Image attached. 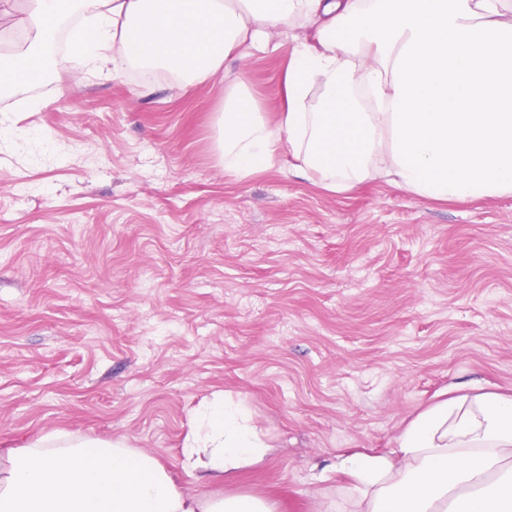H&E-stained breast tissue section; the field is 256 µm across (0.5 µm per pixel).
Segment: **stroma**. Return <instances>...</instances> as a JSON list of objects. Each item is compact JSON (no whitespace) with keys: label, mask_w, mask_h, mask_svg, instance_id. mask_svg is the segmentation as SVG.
Masks as SVG:
<instances>
[{"label":"stroma","mask_w":512,"mask_h":512,"mask_svg":"<svg viewBox=\"0 0 512 512\" xmlns=\"http://www.w3.org/2000/svg\"><path fill=\"white\" fill-rule=\"evenodd\" d=\"M277 42L192 86L75 63L0 97L1 442L119 441L188 488L221 392L273 449L224 491L343 512L337 455L386 452L444 389H512V196L333 194L287 153L225 172L224 86L277 122Z\"/></svg>","instance_id":"1"}]
</instances>
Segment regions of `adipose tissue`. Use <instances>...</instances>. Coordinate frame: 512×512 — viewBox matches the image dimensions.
<instances>
[{"label":"adipose tissue","mask_w":512,"mask_h":512,"mask_svg":"<svg viewBox=\"0 0 512 512\" xmlns=\"http://www.w3.org/2000/svg\"><path fill=\"white\" fill-rule=\"evenodd\" d=\"M81 17L72 54L166 72L193 85L233 51L314 24L283 77L270 123L243 80L224 87L217 153L240 179L282 152L302 175L342 193L378 177L438 200L512 195V0H30L21 47L0 52V93L54 76V41ZM181 465L118 442L43 437L0 448V512H277L271 499L211 487L262 463L270 447L241 405L199 412ZM351 512H512V394L444 398L383 454L338 456Z\"/></svg>","instance_id":"adipose-tissue-1"}]
</instances>
